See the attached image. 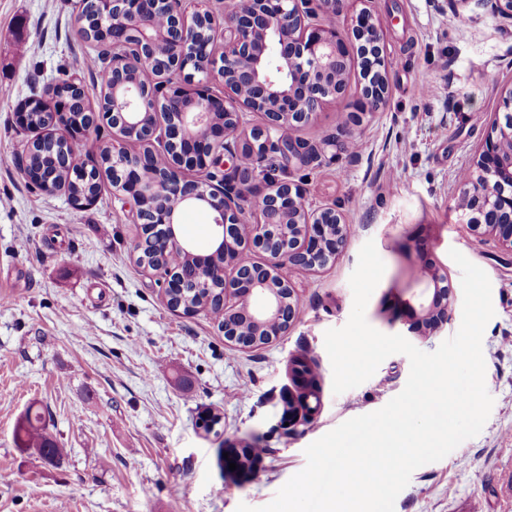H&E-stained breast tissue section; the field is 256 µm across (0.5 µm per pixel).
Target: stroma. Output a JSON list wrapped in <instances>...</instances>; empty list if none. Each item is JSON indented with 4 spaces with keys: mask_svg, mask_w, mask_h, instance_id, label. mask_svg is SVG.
I'll return each mask as SVG.
<instances>
[{
    "mask_svg": "<svg viewBox=\"0 0 512 512\" xmlns=\"http://www.w3.org/2000/svg\"><path fill=\"white\" fill-rule=\"evenodd\" d=\"M379 25L390 63L389 100L360 114L361 66L348 37L347 88L297 138L320 144L309 166L286 169L310 208L341 205L353 232L343 252L318 271L287 266L299 296L288 331L243 347L205 315L172 311L154 272L131 248L140 235L134 204L102 178L96 201L74 207L66 192L47 195L17 164L32 134L16 123L19 104L70 76L98 104L103 86L86 61L77 0H0V512H236L261 507L306 465L305 448L341 423L382 408L404 388L410 362L386 358L375 374L342 394L332 391L324 334L346 324L349 278L366 241L385 264L365 311L381 333L410 337L425 352L459 329L457 249L482 268L494 317L482 340L485 382L494 399L482 431L440 461L416 469L394 512H512V252L459 221V176L484 145L495 112L512 89V20L470 0L463 16L431 0H356ZM436 94L421 97V86ZM360 115L357 154L342 153L340 119ZM443 269L448 320L411 336V308L428 271ZM308 359L320 387L306 423L286 424L294 385L288 362ZM44 412L63 457L46 462L17 447L27 410ZM220 416L212 432L201 417ZM259 448L250 477L224 474L222 449Z\"/></svg>",
    "mask_w": 512,
    "mask_h": 512,
    "instance_id": "stroma-1",
    "label": "stroma"
}]
</instances>
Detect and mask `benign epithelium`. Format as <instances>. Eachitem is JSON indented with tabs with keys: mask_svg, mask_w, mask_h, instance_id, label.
<instances>
[{
	"mask_svg": "<svg viewBox=\"0 0 512 512\" xmlns=\"http://www.w3.org/2000/svg\"><path fill=\"white\" fill-rule=\"evenodd\" d=\"M352 0H255L244 12L237 0H224L220 15L204 3L187 10L186 0H165L168 11L155 23L160 0H93L99 19L98 43L107 53L115 83L107 108L83 110L85 120L70 118L67 98L59 100L58 116L65 119L69 138H89L99 129L98 116L112 120V189L132 198L142 236L155 235L166 249L186 256L195 246L176 231L182 208L209 211L213 235L208 251L223 257L224 337L244 346H259L258 338L240 337L232 322L244 313L259 329L276 325L281 336L293 323L297 304L285 265L308 270L326 266L344 249L348 234L345 214L336 205L311 209L303 189L288 181L266 179L259 187L254 170L224 168V158L248 152L256 164L276 149L283 160L309 165L320 158L317 145L288 135L293 128L314 123L318 112L336 102L345 90L348 55L336 17ZM210 39L224 36V55L201 44L198 28ZM367 60L362 111L377 112L386 104L389 61L380 29L367 12L353 30ZM166 47L165 66L150 81L138 73L150 68L156 48ZM218 75L224 95L211 94L206 79ZM46 100L32 96L17 109L22 125L27 114ZM504 112L495 119L492 135L474 166L460 179L458 207L462 223L491 236L512 250V89L503 100ZM257 112L262 123L245 130L240 114ZM139 140L141 150L126 151L125 143ZM170 151L163 168L156 165L153 143ZM78 180L93 176L94 157L72 154ZM193 169L187 178L182 169ZM253 197L255 221L245 223L241 201ZM263 253L265 263L254 271L244 253ZM446 275L434 271L432 297L421 291L419 313L411 329L436 328L448 319L450 293L440 286Z\"/></svg>",
	"mask_w": 512,
	"mask_h": 512,
	"instance_id": "7a95c632",
	"label": "benign epithelium"
}]
</instances>
